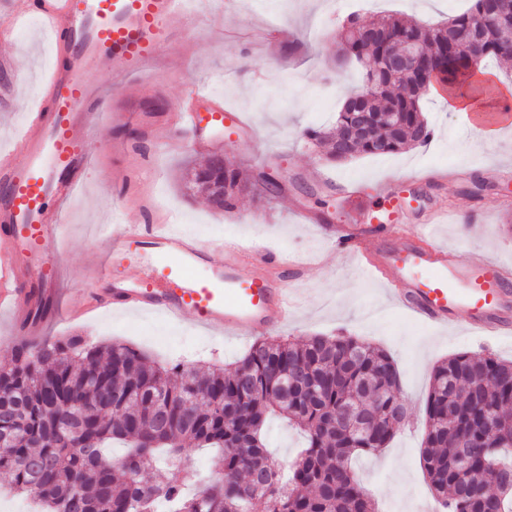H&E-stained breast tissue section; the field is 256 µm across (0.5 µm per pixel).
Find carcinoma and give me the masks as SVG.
<instances>
[{
  "mask_svg": "<svg viewBox=\"0 0 512 512\" xmlns=\"http://www.w3.org/2000/svg\"><path fill=\"white\" fill-rule=\"evenodd\" d=\"M485 0L442 23L384 14L348 21L339 60L360 66L358 90L327 128L307 142L331 161L382 155L427 143L422 112L430 87L382 58L404 40L423 51L424 65L449 83L471 78L464 54H446L449 34H478L475 65L512 59V22L484 14ZM363 119L368 132L340 147ZM186 187L201 189L220 210L250 191L234 164L220 157L193 171ZM14 365L0 369V479L38 500L43 512H377L352 468L398 430L399 374L381 347L352 336L315 335L302 342L265 338L228 367L163 366L128 345H97L82 336L21 343ZM191 407H185L186 402ZM278 415L306 433L289 463L264 444L267 419ZM467 439L469 465L458 463ZM119 440L124 455L107 445ZM214 453L208 481L194 479L191 452ZM422 462L445 512H512V360L455 354L435 366L426 400Z\"/></svg>",
  "mask_w": 512,
  "mask_h": 512,
  "instance_id": "1",
  "label": "carcinoma"
}]
</instances>
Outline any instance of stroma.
I'll return each mask as SVG.
<instances>
[{
	"instance_id": "1",
	"label": "stroma",
	"mask_w": 512,
	"mask_h": 512,
	"mask_svg": "<svg viewBox=\"0 0 512 512\" xmlns=\"http://www.w3.org/2000/svg\"><path fill=\"white\" fill-rule=\"evenodd\" d=\"M468 7L467 0H230L222 18L174 44L150 72L152 84L138 85L108 97L109 110L122 120L106 121L100 139L124 141L126 155H101L86 186L70 207L64 287L86 278L84 255L94 227L139 220L138 190L124 194L130 207L113 205L118 191L113 171L152 158L158 175L157 203L173 211L176 221L194 226L215 242L225 236L243 241L266 240L285 253L310 262L296 286L303 294L297 317L282 330L283 338L302 341L316 334L355 336L379 344L399 371V394L407 411L396 437L375 455L354 462L379 512H423L434 503L420 463L424 405L438 361L466 352L512 359V339L480 340L464 325L444 331L411 320L394 307L381 286L369 279L353 259L331 251L328 229L350 223L352 205L339 190L320 188L311 174H326L359 185L360 203L377 205L396 179L417 172L447 171L448 183L425 180L415 191L426 201L446 207L435 233L456 255L490 256L512 268V133L486 140L472 132L464 112L449 108L443 89L429 92L422 108L434 130L424 146L381 156H362L344 163L322 160L307 144V128L331 124L359 79L357 69L338 73L336 34L349 16L368 22L393 12L421 23L440 20ZM275 19L289 32L277 45L266 41L262 23ZM10 58L0 70V149L8 148L15 123L35 100V86L51 61L50 41L40 26L25 22L14 42L0 43V56ZM494 86L477 84L486 112H512V61L490 64ZM211 91L230 107L248 112L259 131L257 144L233 148L230 156L243 178L267 172L285 186L273 203L240 198L233 211L216 209L205 195L185 193L187 168L204 165L206 155L191 151L157 152L140 137V115L170 111L187 83ZM320 215L315 224L299 223L297 210ZM81 335L95 343L120 341L161 363L207 368L237 361L251 338L216 339L197 332L191 321L103 312L88 321L47 328L46 339Z\"/></svg>"
}]
</instances>
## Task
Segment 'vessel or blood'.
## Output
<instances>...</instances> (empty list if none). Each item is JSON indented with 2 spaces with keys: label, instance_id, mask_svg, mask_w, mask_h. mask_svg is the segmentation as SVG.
Returning a JSON list of instances; mask_svg holds the SVG:
<instances>
[{
  "label": "vessel or blood",
  "instance_id": "1",
  "mask_svg": "<svg viewBox=\"0 0 512 512\" xmlns=\"http://www.w3.org/2000/svg\"><path fill=\"white\" fill-rule=\"evenodd\" d=\"M219 0H13L0 22V41H13L20 20L49 33L53 64L38 104L22 118L8 149L0 150V312L12 329L36 332L46 316L86 320L103 311L159 314L191 320L214 336L261 335L298 312L289 276L304 265L260 243L225 237L211 244L178 228L158 209L153 179L139 171L115 174L117 184L141 182L142 221L106 228L85 253L90 283L74 289L66 307L53 290L65 254L67 213L93 158L89 145L107 103L93 72L107 67L121 86L140 80L165 49L195 22L210 18ZM145 136L159 148L212 153L224 143L252 141L245 112L208 91L188 86L166 121H148ZM404 186L356 221L333 232L337 252L358 257L365 274L415 318L450 328L464 318L480 338L512 335V269L482 255L459 260L425 225L402 221ZM387 229L375 239L371 225Z\"/></svg>",
  "mask_w": 512,
  "mask_h": 512
}]
</instances>
